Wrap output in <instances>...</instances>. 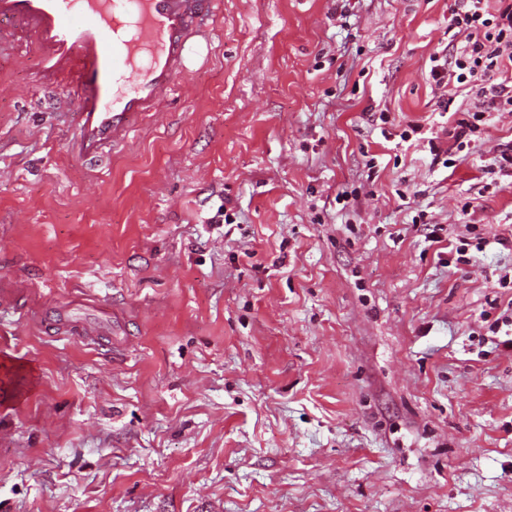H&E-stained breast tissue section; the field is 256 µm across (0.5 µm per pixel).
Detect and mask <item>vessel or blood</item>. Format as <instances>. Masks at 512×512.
Listing matches in <instances>:
<instances>
[{
	"label": "vessel or blood",
	"mask_w": 512,
	"mask_h": 512,
	"mask_svg": "<svg viewBox=\"0 0 512 512\" xmlns=\"http://www.w3.org/2000/svg\"><path fill=\"white\" fill-rule=\"evenodd\" d=\"M222 0H0V39L23 33L40 87L57 93L76 157L100 162L173 101L205 58Z\"/></svg>",
	"instance_id": "obj_1"
}]
</instances>
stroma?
I'll return each mask as SVG.
<instances>
[{
	"instance_id": "obj_1",
	"label": "stroma",
	"mask_w": 512,
	"mask_h": 512,
	"mask_svg": "<svg viewBox=\"0 0 512 512\" xmlns=\"http://www.w3.org/2000/svg\"><path fill=\"white\" fill-rule=\"evenodd\" d=\"M453 5L223 0L100 166L0 47V512H512V116L434 163Z\"/></svg>"
}]
</instances>
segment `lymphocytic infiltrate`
I'll list each match as a JSON object with an SVG mask.
<instances>
[{
    "mask_svg": "<svg viewBox=\"0 0 512 512\" xmlns=\"http://www.w3.org/2000/svg\"><path fill=\"white\" fill-rule=\"evenodd\" d=\"M448 27L462 40L455 55H431L430 76L437 87H465L475 99L451 134L461 149L481 137L493 114H512V0H455Z\"/></svg>",
    "mask_w": 512,
    "mask_h": 512,
    "instance_id": "1",
    "label": "lymphocytic infiltrate"
}]
</instances>
